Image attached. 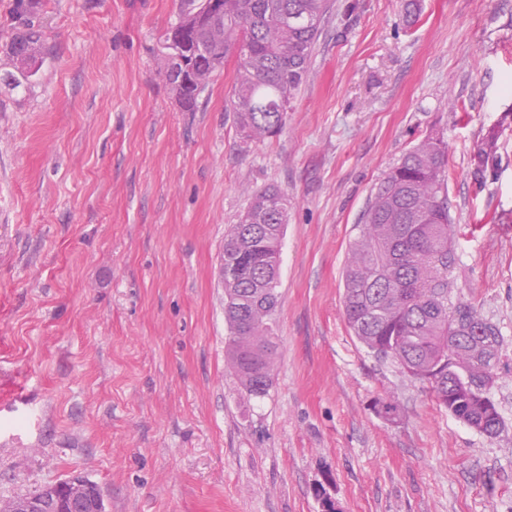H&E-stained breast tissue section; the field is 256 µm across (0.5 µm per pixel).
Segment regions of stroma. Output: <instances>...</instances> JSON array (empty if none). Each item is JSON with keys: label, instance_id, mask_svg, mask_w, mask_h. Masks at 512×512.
I'll return each mask as SVG.
<instances>
[{"label": "stroma", "instance_id": "35a3bbf8", "mask_svg": "<svg viewBox=\"0 0 512 512\" xmlns=\"http://www.w3.org/2000/svg\"><path fill=\"white\" fill-rule=\"evenodd\" d=\"M0 0V499L83 476L108 512H512V0H336L282 131L244 141L227 61L193 112L165 79L179 0H43L11 88ZM502 131L497 179L472 158ZM448 146L461 295L497 322L489 437L350 331L370 196ZM288 198L278 353L241 388L216 271L251 191ZM391 399L399 416H379Z\"/></svg>", "mask_w": 512, "mask_h": 512}]
</instances>
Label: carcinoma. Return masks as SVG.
I'll list each match as a JSON object with an SVG mask.
<instances>
[{"instance_id": "cac0c4a2", "label": "carcinoma", "mask_w": 512, "mask_h": 512, "mask_svg": "<svg viewBox=\"0 0 512 512\" xmlns=\"http://www.w3.org/2000/svg\"><path fill=\"white\" fill-rule=\"evenodd\" d=\"M200 0H181L176 23L160 37L165 79L186 112L196 111L230 51L237 66L230 111L245 141L263 142L283 128L306 78L333 0H222L223 18L199 17ZM41 0H15V33L6 52L18 63L11 85H27L47 55L38 21ZM206 49L198 50L199 44ZM500 132L483 134L474 154L481 182L497 176ZM288 199L255 190L240 223L224 238L227 353L242 389L267 394L277 347L270 321L278 304L279 258ZM454 217L448 203V151L428 137L384 177L364 213L343 270V308L353 335L380 360L428 385L454 417L487 435L503 418L490 396L503 345L500 327L457 291ZM32 496L44 512L59 507L54 485Z\"/></svg>"}]
</instances>
